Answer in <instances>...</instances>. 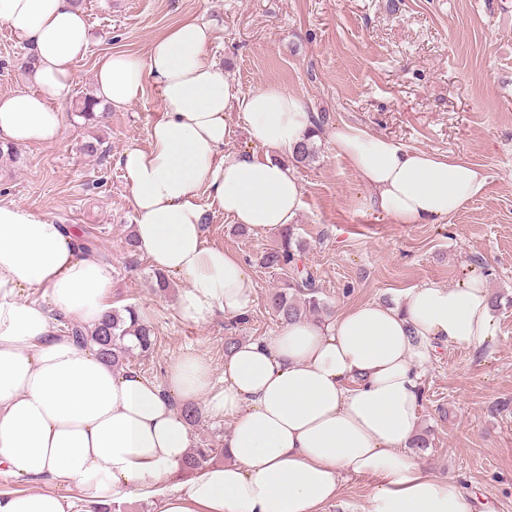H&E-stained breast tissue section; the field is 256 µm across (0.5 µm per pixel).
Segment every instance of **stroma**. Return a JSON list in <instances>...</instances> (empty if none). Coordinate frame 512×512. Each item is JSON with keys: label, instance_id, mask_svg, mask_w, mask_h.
I'll return each instance as SVG.
<instances>
[{"label": "stroma", "instance_id": "stroma-1", "mask_svg": "<svg viewBox=\"0 0 512 512\" xmlns=\"http://www.w3.org/2000/svg\"><path fill=\"white\" fill-rule=\"evenodd\" d=\"M91 50L57 103L63 137L53 145L18 147L0 159V198L93 232L97 255L112 267L106 307L138 305L158 334L135 371L164 383L177 355H204L224 372V338L276 335L282 323L271 296L307 270L331 314L368 302H394L411 288L448 287L482 277L495 305L494 343L440 350L423 377L419 429L429 448L413 450L420 467L455 478L470 512H512V0H84ZM210 22L209 60L223 66L238 92L275 87L299 97L324 121L317 157L296 165L304 187L295 221L303 246L296 264L264 267L278 233H254L211 207L210 244L246 265L254 303L244 321L216 315L180 321L175 303L185 283L156 292L148 259L127 240L134 213L118 163L130 145L149 146L161 116L155 89L111 109L105 123H85L74 110L94 91L98 61L110 54L145 55L183 19ZM27 50L0 21V93L25 88L19 70ZM363 125L407 148L459 156L489 177L486 193L442 224L366 219L365 195L336 147V131ZM100 139L90 156L84 142Z\"/></svg>", "mask_w": 512, "mask_h": 512}]
</instances>
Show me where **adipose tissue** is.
Returning a JSON list of instances; mask_svg holds the SVG:
<instances>
[{"label": "adipose tissue", "instance_id": "ef3b65f1", "mask_svg": "<svg viewBox=\"0 0 512 512\" xmlns=\"http://www.w3.org/2000/svg\"><path fill=\"white\" fill-rule=\"evenodd\" d=\"M0 21L28 49L29 84L0 94V143L54 144L63 133L56 103L91 45L86 17L73 0H0ZM211 36L202 19H185L145 56L101 58L94 83L96 99L115 108L149 87L160 97L150 149L128 147L119 164L136 247L185 281L176 314L195 325L252 306L243 262L205 237L197 190L253 232L294 223L303 185L282 157L316 118L277 88L237 93L206 58ZM232 114L259 152L225 154ZM336 146L368 189L357 202L366 218L437 224L488 186L466 159L406 148L359 125L337 130ZM111 288L110 265L83 252L72 230L0 199V473L34 484L0 492V512H77L80 502L147 494L191 446L182 403L229 422L225 461L163 491L161 512H323L349 476L374 481L369 512H469L461 488L422 470L406 448L438 347H482L496 336L482 278L412 288L325 326L289 322L271 339L235 345L218 381L203 356L179 355L162 385L112 370L94 345L58 332L63 318L94 324ZM66 486L79 498L63 494Z\"/></svg>", "mask_w": 512, "mask_h": 512}]
</instances>
